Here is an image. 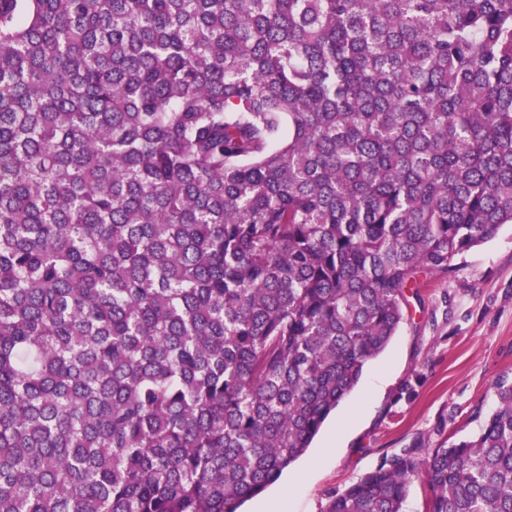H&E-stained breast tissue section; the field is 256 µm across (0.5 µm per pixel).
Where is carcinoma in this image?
Returning <instances> with one entry per match:
<instances>
[{
    "mask_svg": "<svg viewBox=\"0 0 512 512\" xmlns=\"http://www.w3.org/2000/svg\"><path fill=\"white\" fill-rule=\"evenodd\" d=\"M505 224L512 0H0V512H239ZM493 390L324 512H512Z\"/></svg>",
    "mask_w": 512,
    "mask_h": 512,
    "instance_id": "1",
    "label": "carcinoma"
}]
</instances>
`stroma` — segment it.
Wrapping results in <instances>:
<instances>
[{"label":"stroma","mask_w":512,"mask_h":512,"mask_svg":"<svg viewBox=\"0 0 512 512\" xmlns=\"http://www.w3.org/2000/svg\"><path fill=\"white\" fill-rule=\"evenodd\" d=\"M406 294L408 316L387 348L308 451L243 512H323L332 494L415 440L433 449L479 432L494 381L512 377V224L455 258L448 275L418 274Z\"/></svg>","instance_id":"stroma-1"}]
</instances>
